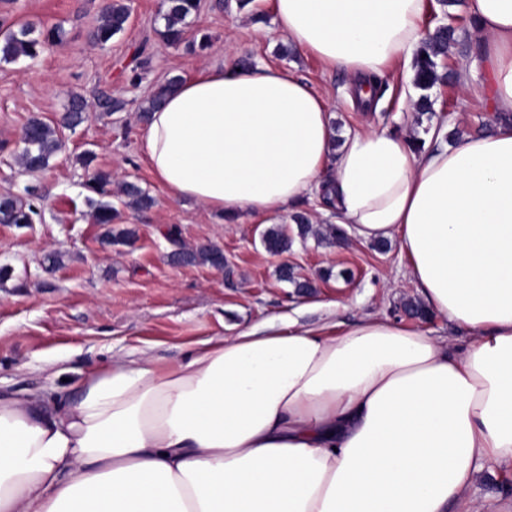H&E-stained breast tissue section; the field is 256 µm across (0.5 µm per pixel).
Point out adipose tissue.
<instances>
[{
    "mask_svg": "<svg viewBox=\"0 0 512 512\" xmlns=\"http://www.w3.org/2000/svg\"><path fill=\"white\" fill-rule=\"evenodd\" d=\"M290 44L368 77L412 63L425 0H270ZM493 133L417 153L369 129L334 147V107L287 70L202 68L144 126L176 200L236 223L325 190L362 242L398 240L456 347L378 316L289 321L197 343L161 368L124 354L71 400L0 397V512H448L512 464V0H469Z\"/></svg>",
    "mask_w": 512,
    "mask_h": 512,
    "instance_id": "adipose-tissue-1",
    "label": "adipose tissue"
}]
</instances>
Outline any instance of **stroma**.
<instances>
[{
	"label": "stroma",
	"instance_id": "1",
	"mask_svg": "<svg viewBox=\"0 0 512 512\" xmlns=\"http://www.w3.org/2000/svg\"><path fill=\"white\" fill-rule=\"evenodd\" d=\"M131 16L126 30L106 46L94 45L102 0H0V20L13 26L60 28L61 43L36 59L0 60V194L25 196L36 189L39 214L31 224H0V394L21 400L28 393L54 387L75 393L91 370L113 357L140 350L162 365L183 359L198 342L230 337L251 329L295 319L305 325L328 320L350 323L379 315L410 324L403 304L419 300L408 275L409 260L398 241L359 243L300 235L292 215L275 218L291 240L288 252L269 253L262 238L266 223L242 216L234 224L202 206L173 200L146 164L138 109L152 92L175 75L223 66L225 44L251 55L256 66L278 65L336 101L332 121L337 136L365 125L407 132L426 148L444 145L435 130L459 134L490 131L497 121L488 71L473 65L471 86H437L432 110L413 112L420 92L402 63L385 72L387 89L370 111L350 100V77L324 67L315 57L287 47L279 34L269 0H201L189 36L204 33L209 45L161 40L160 0H126ZM426 0L424 30L459 15L458 45L440 66L457 65L475 48L467 6L451 13ZM86 101L87 119L61 131L64 148L42 173L24 171L14 162L21 151V129L38 117L56 123L70 98ZM121 99L123 110L106 114L101 95ZM112 177L110 198L117 207L116 227L137 231L133 244L102 243L103 228L94 224L85 187L92 172ZM139 185L155 199L138 211L124 205L122 182ZM219 247L224 269L175 264L170 256L183 248ZM62 263L49 266L48 254ZM291 266L296 279L309 281V292H296L280 280L278 269ZM61 361L63 377L47 378L43 364ZM512 512V465L483 473L450 512Z\"/></svg>",
	"mask_w": 512,
	"mask_h": 512
}]
</instances>
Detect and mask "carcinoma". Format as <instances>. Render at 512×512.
Listing matches in <instances>:
<instances>
[{"mask_svg":"<svg viewBox=\"0 0 512 512\" xmlns=\"http://www.w3.org/2000/svg\"><path fill=\"white\" fill-rule=\"evenodd\" d=\"M199 0H162L160 18L164 21L163 28L158 30L159 36L168 44L176 45L185 40L188 30L187 19L196 14ZM130 18V7L125 0H105L100 12L99 24L91 34L92 39L99 45H105L112 38L125 31ZM60 40L57 28L36 30L29 25L17 29L8 28L0 35V59L17 60L21 57L35 59L44 50ZM457 44L455 27L451 24L442 25L426 38L418 50L413 65V84L422 91L415 103L419 112L431 111L432 102L429 91L438 84L451 85L456 79V72L448 69L439 71L437 59L448 55L450 48ZM182 77H170L159 86L140 107L141 118H146L154 109L160 107L167 94L174 88ZM87 103L77 95L70 100L67 111L62 115L59 124L52 125L38 117L29 119L24 129L27 134L24 146L18 156L21 167L29 172H39L47 169L50 160L61 150L62 140L59 128H73L86 118ZM110 176L97 172L86 184L88 191L95 195H108ZM122 195L127 198L125 205L137 210H147L154 204V199L138 185L126 182L122 187ZM92 208L94 223L106 227L103 239L108 244H130L136 237L132 227L121 229L112 228L118 211L110 203H102L92 197H87ZM37 214L34 205L21 198L5 194L0 196V224H31L33 215ZM266 250L278 255L288 251L290 239L279 227L269 228L263 237ZM179 258L185 262L202 263L214 268L224 267V252L217 248L178 251Z\"/></svg>","mask_w":512,"mask_h":512,"instance_id":"obj_1","label":"carcinoma"}]
</instances>
